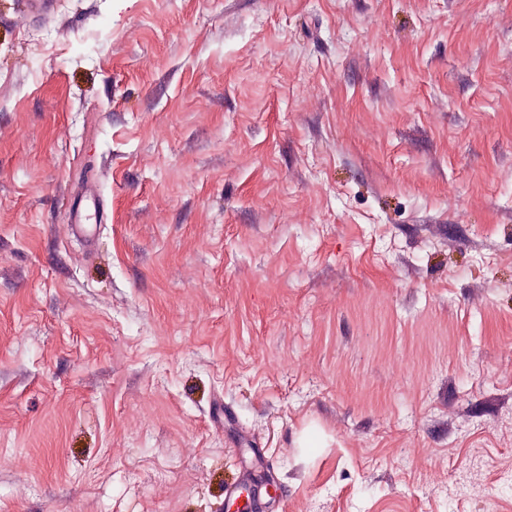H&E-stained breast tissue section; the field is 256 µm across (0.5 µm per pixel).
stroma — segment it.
Returning a JSON list of instances; mask_svg holds the SVG:
<instances>
[{"instance_id": "obj_1", "label": "stroma", "mask_w": 512, "mask_h": 512, "mask_svg": "<svg viewBox=\"0 0 512 512\" xmlns=\"http://www.w3.org/2000/svg\"><path fill=\"white\" fill-rule=\"evenodd\" d=\"M265 470L512 512V0H0V512Z\"/></svg>"}]
</instances>
